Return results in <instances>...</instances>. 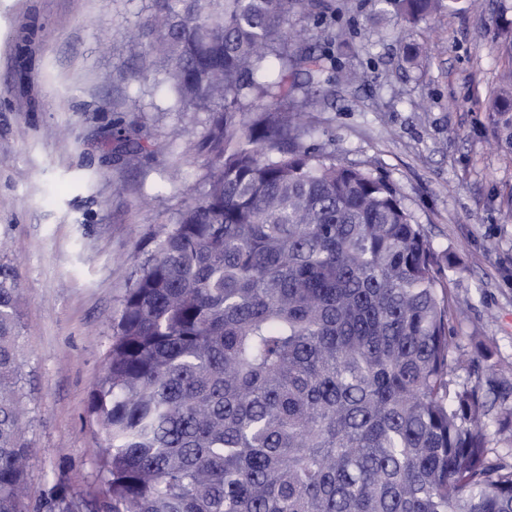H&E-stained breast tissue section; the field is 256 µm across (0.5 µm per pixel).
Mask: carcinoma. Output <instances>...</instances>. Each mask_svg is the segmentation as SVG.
I'll return each instance as SVG.
<instances>
[{"label": "carcinoma", "mask_w": 512, "mask_h": 512, "mask_svg": "<svg viewBox=\"0 0 512 512\" xmlns=\"http://www.w3.org/2000/svg\"><path fill=\"white\" fill-rule=\"evenodd\" d=\"M317 6L151 0L130 31L133 78L207 114L206 173L153 232L91 392L103 512H512V370L449 341L450 259L384 175L297 143L328 89L289 17ZM501 83L512 151V66ZM21 306L0 261V512H28Z\"/></svg>", "instance_id": "obj_1"}]
</instances>
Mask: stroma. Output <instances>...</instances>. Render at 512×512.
<instances>
[{
	"label": "stroma",
	"mask_w": 512,
	"mask_h": 512,
	"mask_svg": "<svg viewBox=\"0 0 512 512\" xmlns=\"http://www.w3.org/2000/svg\"><path fill=\"white\" fill-rule=\"evenodd\" d=\"M291 27L324 55L334 94L299 117L304 145L369 161L399 190L431 245L460 272L450 334L468 355L493 342L512 368V153L490 100L507 63L500 17L512 0H459L418 24L372 0H323ZM142 0H0V256L18 268L29 409V512L66 489L100 512L89 409L112 319L158 224L197 197L205 174L192 143L204 113L168 111L160 79L113 78L137 62L126 32ZM422 47L408 59V45ZM139 131L137 165L109 143Z\"/></svg>",
	"instance_id": "1"
}]
</instances>
